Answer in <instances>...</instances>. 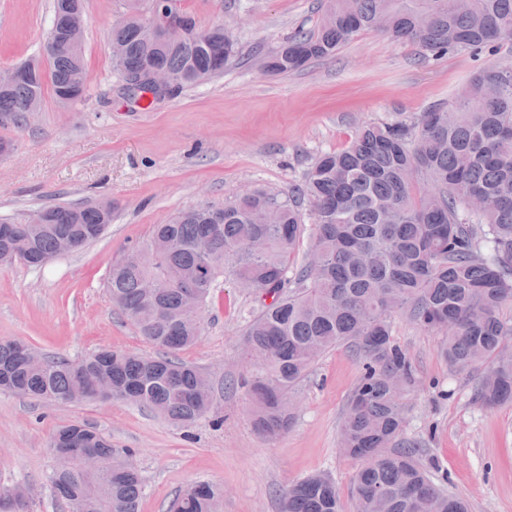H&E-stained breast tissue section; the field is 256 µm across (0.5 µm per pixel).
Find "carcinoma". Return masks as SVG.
<instances>
[{
	"instance_id": "1",
	"label": "carcinoma",
	"mask_w": 512,
	"mask_h": 512,
	"mask_svg": "<svg viewBox=\"0 0 512 512\" xmlns=\"http://www.w3.org/2000/svg\"><path fill=\"white\" fill-rule=\"evenodd\" d=\"M319 30L297 32L267 61L274 74L298 71L331 58L363 31H380L419 44L435 55L470 48L492 53L512 40V0H326ZM141 0H126L110 32L112 62L121 76L161 66L175 88L214 77L236 55L224 26L197 41L149 43L141 34ZM75 19H86L84 0H54L43 45L50 69L23 63L28 77L0 88V126L17 124L40 109L45 79L56 98L86 95L82 47L68 42ZM272 208L277 223L258 224L256 211ZM210 207L178 213L154 226L134 249L138 268L112 265L106 288L116 306L161 354L143 357L100 350L73 361L28 360L21 341L0 340V390L21 397L72 403L92 399L102 381L108 397L137 398L165 419L188 426L212 410L208 377L177 358L202 324L181 322L190 307L203 310L223 278L248 282L260 301L243 341V355L262 362L246 381L253 424L268 436L288 430L284 402L325 351L341 343L362 360L359 380L341 423L343 454L362 462L352 479L354 512H468L431 477L423 450L396 446L403 407L390 382H414L406 351L391 336L395 314L443 333V355L455 370L490 361L476 399L489 406L512 402V69L478 71L451 106L434 105L416 125H368L349 145L319 155L290 196L254 190L224 204V223H209ZM112 202L90 208L48 205L28 214L29 224L0 220V266L21 258L38 267L60 255L68 241L77 251L97 239L111 220ZM311 219L310 251L319 256L292 267ZM294 269V279L288 270ZM159 288L149 293L142 279ZM193 281L192 291L179 286ZM71 440L108 462L89 475L80 468L51 470L57 498L72 512H139L144 483L125 469L112 441L85 424L60 429L54 447ZM224 491L201 483L183 490L172 512H219ZM281 512H344L335 483L312 474L281 493Z\"/></svg>"
}]
</instances>
